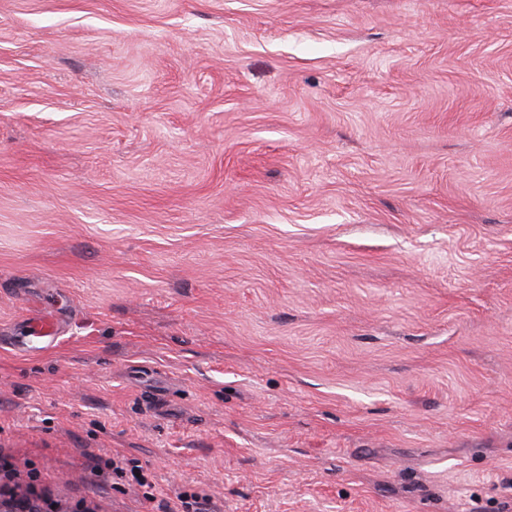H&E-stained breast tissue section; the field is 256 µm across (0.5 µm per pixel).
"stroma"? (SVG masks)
<instances>
[{"mask_svg":"<svg viewBox=\"0 0 512 512\" xmlns=\"http://www.w3.org/2000/svg\"><path fill=\"white\" fill-rule=\"evenodd\" d=\"M32 317L1 485L512 512V0H0V337Z\"/></svg>","mask_w":512,"mask_h":512,"instance_id":"35a3bbf8","label":"stroma"}]
</instances>
